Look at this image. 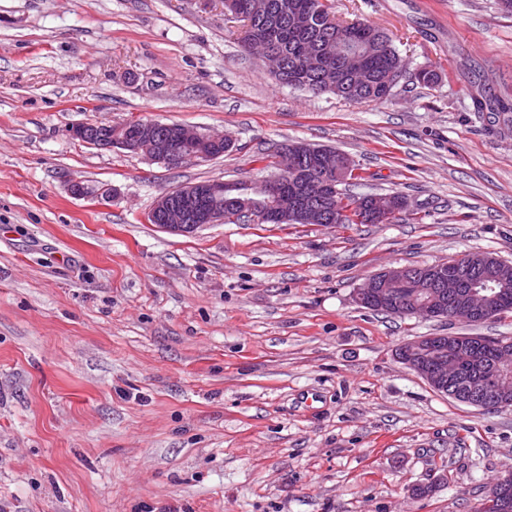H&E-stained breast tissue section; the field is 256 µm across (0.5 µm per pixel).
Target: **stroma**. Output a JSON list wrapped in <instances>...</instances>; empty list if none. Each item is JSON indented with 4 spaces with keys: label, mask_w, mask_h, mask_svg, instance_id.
<instances>
[{
    "label": "stroma",
    "mask_w": 512,
    "mask_h": 512,
    "mask_svg": "<svg viewBox=\"0 0 512 512\" xmlns=\"http://www.w3.org/2000/svg\"><path fill=\"white\" fill-rule=\"evenodd\" d=\"M393 34L382 103L275 81L221 0H0V504L8 512H478L512 470V409L433 391L421 336L512 338L359 307L389 267L479 248L512 263V14L498 0H332ZM422 68L440 81L418 83ZM157 119L235 142L176 168L72 138ZM303 141L347 153L390 224L147 219L206 179L254 180ZM110 186L77 198L71 183ZM419 484L433 485L424 498Z\"/></svg>",
    "instance_id": "stroma-1"
}]
</instances>
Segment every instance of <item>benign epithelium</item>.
Listing matches in <instances>:
<instances>
[{
	"mask_svg": "<svg viewBox=\"0 0 512 512\" xmlns=\"http://www.w3.org/2000/svg\"><path fill=\"white\" fill-rule=\"evenodd\" d=\"M70 135L81 143L97 149L118 148L140 154L152 162L167 167L191 162H206L224 154V146L233 145L227 134L200 132L182 124L159 120L131 118L118 124L87 121L70 130ZM313 150L298 142L288 146V155L281 159L279 169L268 177L249 182L257 187L268 205L284 215L296 217L302 224H315L323 219L315 202L322 192L298 197L289 193L288 201L279 198L278 187L288 175V162L295 156ZM218 193L217 182L189 183L156 198L149 216L165 232L193 235L215 224L224 223V209L215 206L213 197ZM371 210L379 221H384L407 201L394 194L370 196ZM474 262L492 268L497 275H479L467 284L459 274H451L440 264L428 265L425 276H416L407 267H389L366 278L358 287L355 301L371 307L377 302L392 300L408 294L412 304L426 319L484 322L495 310V286L505 287L512 281V264L495 263L492 258L479 254ZM483 341L476 336L450 333L435 339L421 336L398 349V359L434 391L453 395L454 387L463 385L469 391L468 403L482 409L505 410L512 407L504 391L512 384V364L497 351L492 355L481 353ZM497 496L499 512H512V474L499 479L492 488Z\"/></svg>",
	"mask_w": 512,
	"mask_h": 512,
	"instance_id": "1",
	"label": "benign epithelium"
}]
</instances>
